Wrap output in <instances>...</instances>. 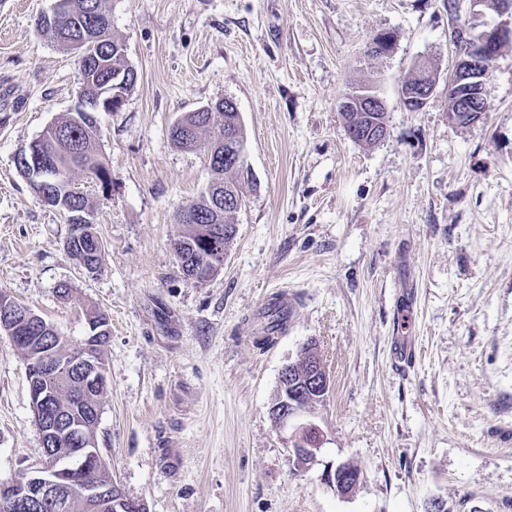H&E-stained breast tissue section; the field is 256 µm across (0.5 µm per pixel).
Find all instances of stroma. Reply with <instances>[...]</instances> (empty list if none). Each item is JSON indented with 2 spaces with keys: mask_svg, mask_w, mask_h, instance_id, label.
I'll list each match as a JSON object with an SVG mask.
<instances>
[{
  "mask_svg": "<svg viewBox=\"0 0 512 512\" xmlns=\"http://www.w3.org/2000/svg\"><path fill=\"white\" fill-rule=\"evenodd\" d=\"M457 2L107 0L137 83L99 116L111 188L76 178L104 243L91 274L14 162L74 108L80 63L37 28L53 0H0V292L72 345L86 312L108 315L97 446L147 512H512V44L490 65L483 118L452 122L448 32L471 20ZM380 33L390 49L367 56ZM423 60L436 86L411 111L399 93ZM367 79L388 104L372 145L337 109ZM225 97L258 187L223 267L192 283L176 214L212 173L207 148L169 129ZM282 289L287 326L257 346ZM311 341L331 389L301 468L269 409ZM40 453L25 361L0 333V482ZM342 462L361 475L345 496L321 479Z\"/></svg>",
  "mask_w": 512,
  "mask_h": 512,
  "instance_id": "stroma-1",
  "label": "stroma"
}]
</instances>
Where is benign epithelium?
<instances>
[{
  "mask_svg": "<svg viewBox=\"0 0 512 512\" xmlns=\"http://www.w3.org/2000/svg\"><path fill=\"white\" fill-rule=\"evenodd\" d=\"M470 12L481 22L455 26L448 32L453 46L455 65L448 78L449 116L452 121L470 125L479 121L487 112L483 94L484 78L497 51L512 42V22L504 20L512 16V0H500L495 8L501 21L485 19V0H469ZM99 44V37L92 32L82 35L70 43L78 53L80 64L90 66L95 57L92 50ZM435 78L423 73L416 83L401 87L400 101L403 104L423 105L434 90ZM125 80L107 82L101 86L90 85L88 78L81 77V91L73 109L76 121L80 113L87 111L86 101L99 99L104 110L121 106L125 98ZM339 112H376L386 109L385 100L371 84H365L347 93L338 103ZM15 163L23 171L24 178L36 195L56 181L54 168L37 161L35 147L18 153ZM87 331L79 346L71 350L66 363L57 361L52 349H43L30 357L29 373L36 377H50L73 386L71 411L58 420L46 418L43 409L48 396L41 390L31 392V403L35 424L40 433L42 463L27 472L24 480L0 484V512H30L39 505L50 504L52 508H65L63 499L56 491L70 483L82 485L84 504L88 512H112L123 508L127 512H143L145 505L127 497L115 482H101L95 475L107 469L98 448L96 429L101 405L93 397L105 389L106 365L101 351L108 337L103 332L108 326L96 316L86 317ZM40 325L38 315L25 305L0 293V333L8 335L13 343L21 347L29 343L28 333ZM300 362L286 365L280 374L278 389L272 406L273 419L278 428L289 435L290 448L295 462L300 467H309L316 461V454L323 445L319 428L306 420L305 413L311 403L302 401V393L287 394L283 387L289 381L294 385L305 384L320 392L325 398L330 391V380L320 359L306 354L299 355ZM360 474L348 464L340 463L327 468L322 474L324 484L334 492L345 495L358 484Z\"/></svg>",
  "mask_w": 512,
  "mask_h": 512,
  "instance_id": "1",
  "label": "benign epithelium"
}]
</instances>
